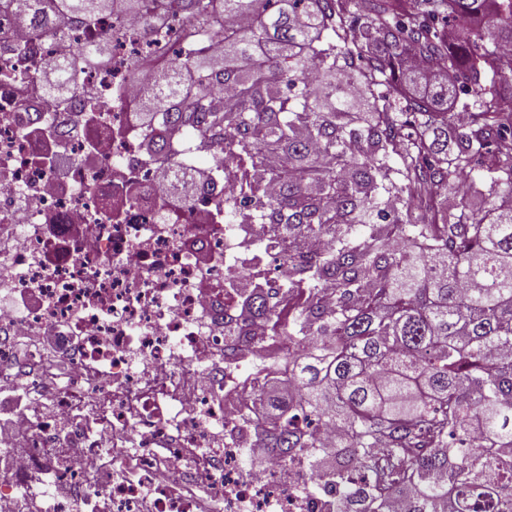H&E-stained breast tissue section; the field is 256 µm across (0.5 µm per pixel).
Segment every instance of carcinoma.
<instances>
[{"mask_svg":"<svg viewBox=\"0 0 512 512\" xmlns=\"http://www.w3.org/2000/svg\"><path fill=\"white\" fill-rule=\"evenodd\" d=\"M38 29L127 18L155 43H186L155 79L147 115L200 147L265 168L242 224L288 228L307 294L262 289L239 326L286 325L265 366L254 432L268 455L311 458L331 512H512V0H0ZM219 33L223 55L205 42ZM103 35L85 53H109ZM429 91L376 95L412 73ZM54 90L74 92L65 64ZM476 87L448 154V100ZM485 189L483 210L468 194ZM451 189L458 207L439 205ZM370 288H362L365 280ZM330 289L332 308L319 301ZM336 442L316 444L314 427Z\"/></svg>","mask_w":512,"mask_h":512,"instance_id":"carcinoma-1","label":"carcinoma"}]
</instances>
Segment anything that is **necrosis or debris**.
I'll return each instance as SVG.
<instances>
[{"label":"necrosis or debris","instance_id":"obj_1","mask_svg":"<svg viewBox=\"0 0 512 512\" xmlns=\"http://www.w3.org/2000/svg\"><path fill=\"white\" fill-rule=\"evenodd\" d=\"M112 30L106 65L82 67ZM146 55L128 21L36 30L0 10V62L14 71L0 77V415L14 392L30 399L17 416L27 451L0 465V512H97L102 499L108 512H325L304 457L241 465L267 334L246 324V358L224 354L240 282L282 303L299 276L267 225L229 218L250 166L214 146L198 156L173 127L162 152L144 153ZM51 59L76 66L73 96L50 94ZM181 167L202 177L178 200L162 175ZM45 336L59 343L55 378ZM188 448L205 450V467Z\"/></svg>","mask_w":512,"mask_h":512}]
</instances>
